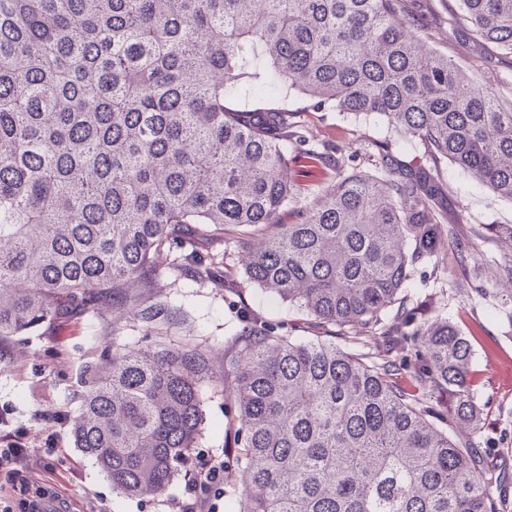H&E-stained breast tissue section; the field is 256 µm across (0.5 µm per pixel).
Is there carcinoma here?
Returning a JSON list of instances; mask_svg holds the SVG:
<instances>
[{
    "instance_id": "carcinoma-1",
    "label": "carcinoma",
    "mask_w": 512,
    "mask_h": 512,
    "mask_svg": "<svg viewBox=\"0 0 512 512\" xmlns=\"http://www.w3.org/2000/svg\"><path fill=\"white\" fill-rule=\"evenodd\" d=\"M406 0H0V341L105 304L151 330L185 322L154 295L156 256L175 249L198 278L203 244L233 240L251 282L330 331L278 336L245 317L224 343L112 351L84 367L71 435L112 489L159 495L187 469L202 387L233 410L224 467L234 512H512V476L451 426L481 428L470 336L402 296L422 264L486 270L512 327V224L457 232L440 166L512 201V100L462 76L418 38ZM471 32L512 53V0H457ZM263 90L286 86L319 109L379 114L423 153L389 142L368 168L305 200L285 150L286 110L227 105L248 50ZM506 243L499 257L487 250Z\"/></svg>"
}]
</instances>
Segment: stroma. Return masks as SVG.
<instances>
[{
	"label": "stroma",
	"mask_w": 512,
	"mask_h": 512,
	"mask_svg": "<svg viewBox=\"0 0 512 512\" xmlns=\"http://www.w3.org/2000/svg\"><path fill=\"white\" fill-rule=\"evenodd\" d=\"M406 7L423 19L434 36L432 47L437 53L448 56L478 81L493 85L501 97L512 99V54L462 28L456 21L457 0H407ZM249 69L228 102L239 110L282 108L300 113L304 138L289 139V154L304 149L328 153L352 171L362 167V147L368 142H391L403 158L422 152L417 141L398 135L380 115L315 111L302 95L285 88L272 95L261 94L253 78L266 69L260 55H252ZM441 173L454 206L469 217L462 233L480 224H512L511 202L495 197L452 164H442ZM208 252L237 280L242 293L225 292L219 278L181 275L173 271L171 256L162 257L155 292L184 308L187 317L182 326L148 332L133 323L127 310L106 305L0 343V442L17 441L29 448L25 472L39 478L52 476V485L69 512H175L186 497L187 480L182 476L155 496L120 495L94 461L73 446L71 425L82 390L81 372L86 364L104 363L113 344L138 349L190 339L212 346L211 362L219 374L224 370V342L234 335L244 313L262 317L283 335H318L310 317L248 280L231 241L214 242ZM450 279V273L435 275L421 267L415 270L406 293L413 299L433 295L439 316L463 329L472 324L478 327L482 344L474 349L472 369L475 391L484 406L481 435L512 447V333L504 327L493 298L455 296ZM204 411L202 434L189 465L195 472L205 462L223 458L228 433L222 393L206 390Z\"/></svg>",
	"instance_id": "stroma-1"
}]
</instances>
